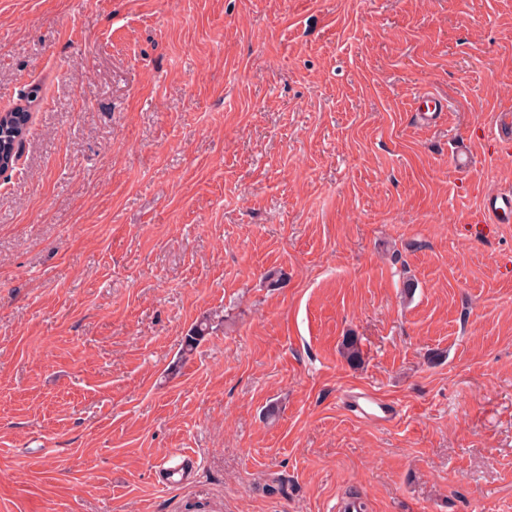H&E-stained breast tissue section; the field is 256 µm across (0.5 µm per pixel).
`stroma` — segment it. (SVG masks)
Listing matches in <instances>:
<instances>
[{
  "label": "stroma",
  "mask_w": 512,
  "mask_h": 512,
  "mask_svg": "<svg viewBox=\"0 0 512 512\" xmlns=\"http://www.w3.org/2000/svg\"><path fill=\"white\" fill-rule=\"evenodd\" d=\"M28 94L0 512H512V0H0ZM483 211L490 223H500L503 217L512 213V193L490 195L484 199ZM346 401L351 412L377 422L391 421L396 415L393 406L367 391L353 392L346 398Z\"/></svg>",
  "instance_id": "stroma-1"
}]
</instances>
